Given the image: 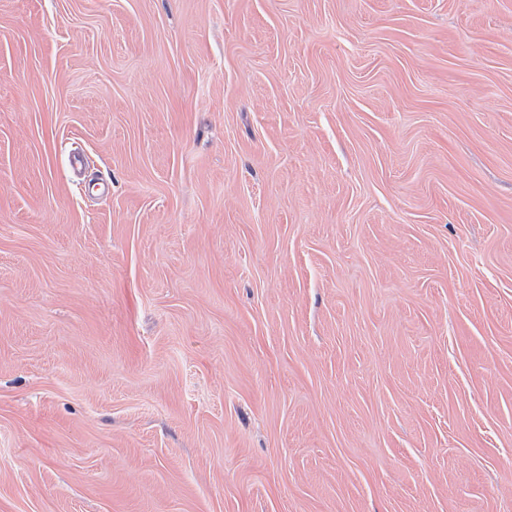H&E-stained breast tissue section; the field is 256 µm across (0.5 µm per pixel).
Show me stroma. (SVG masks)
<instances>
[{
    "instance_id": "stroma-1",
    "label": "stroma",
    "mask_w": 512,
    "mask_h": 512,
    "mask_svg": "<svg viewBox=\"0 0 512 512\" xmlns=\"http://www.w3.org/2000/svg\"><path fill=\"white\" fill-rule=\"evenodd\" d=\"M0 512H512V0H0Z\"/></svg>"
}]
</instances>
